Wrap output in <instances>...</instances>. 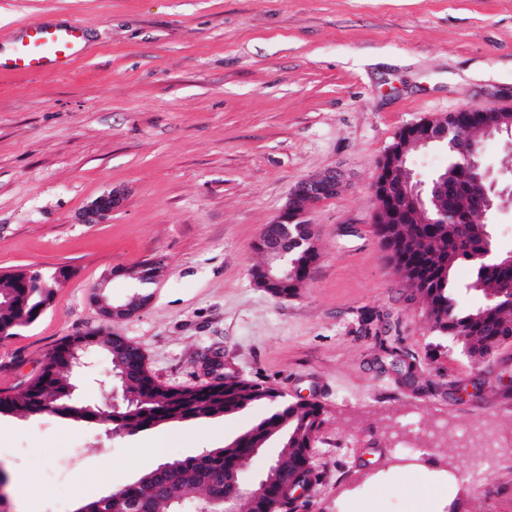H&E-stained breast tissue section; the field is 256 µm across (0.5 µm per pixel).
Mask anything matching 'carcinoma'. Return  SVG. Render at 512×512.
<instances>
[{
    "mask_svg": "<svg viewBox=\"0 0 512 512\" xmlns=\"http://www.w3.org/2000/svg\"><path fill=\"white\" fill-rule=\"evenodd\" d=\"M466 158L448 152L445 173L463 171ZM478 201L459 183L443 209L453 206L446 224L397 223L378 217L375 233L408 285L424 299L430 330L449 336L477 364L490 361L500 350L512 346V262L499 251L492 225L470 221ZM319 258L314 242L288 256V276L272 284L261 281L262 266L253 270L256 283L275 297L294 294L310 277ZM467 264L471 279L459 287L457 268ZM60 269L50 275L35 272L0 277V340L15 335L23 323L34 322L49 305ZM479 293L484 302L464 308L460 290ZM88 349L102 350L112 365V380L122 390V400L111 406L102 397L85 401L72 391L79 373L74 356ZM256 405L272 413L251 424L221 448H211L172 463L161 464L119 490L116 500L107 496L87 503L89 512H256L254 499L245 491L238 466L251 448L280 444L275 470L282 488L262 495L265 512H295L288 500V485L305 486L317 479L311 467L315 434L321 425L322 406L288 403L273 387L256 380L222 377L192 388H170L149 372L142 348L102 328L63 339L50 354L40 374L15 394H0V417L41 415L47 410L96 423L103 415L111 426L129 434L161 424L243 412Z\"/></svg>",
    "mask_w": 512,
    "mask_h": 512,
    "instance_id": "cac0c4a2",
    "label": "carcinoma"
}]
</instances>
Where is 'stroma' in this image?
<instances>
[{
	"instance_id": "1",
	"label": "stroma",
	"mask_w": 512,
	"mask_h": 512,
	"mask_svg": "<svg viewBox=\"0 0 512 512\" xmlns=\"http://www.w3.org/2000/svg\"><path fill=\"white\" fill-rule=\"evenodd\" d=\"M80 26L61 72L0 73V276L60 268L48 308L0 341V392L58 343L102 328L141 346L154 378L234 374L324 414L320 479L300 512H411L405 418L442 425L421 459L459 512H512V347L474 364L432 334L374 233L372 184L399 130L467 106H512V0H0V47L42 23ZM512 184V138L480 139ZM341 175L306 221L320 259L296 296L258 288L253 244L302 181ZM119 188L101 224L86 206ZM148 304L104 319L101 303ZM268 406L110 435L52 413L0 420L8 512H77L159 464L223 446ZM501 442L489 497L462 438ZM160 447L157 456L151 447Z\"/></svg>"
}]
</instances>
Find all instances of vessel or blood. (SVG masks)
Segmentation results:
<instances>
[{
  "label": "vessel or blood",
  "instance_id": "vessel-or-blood-1",
  "mask_svg": "<svg viewBox=\"0 0 512 512\" xmlns=\"http://www.w3.org/2000/svg\"><path fill=\"white\" fill-rule=\"evenodd\" d=\"M84 39L74 24L37 25L27 28L10 53L0 54V71L39 72L69 63Z\"/></svg>",
  "mask_w": 512,
  "mask_h": 512
}]
</instances>
